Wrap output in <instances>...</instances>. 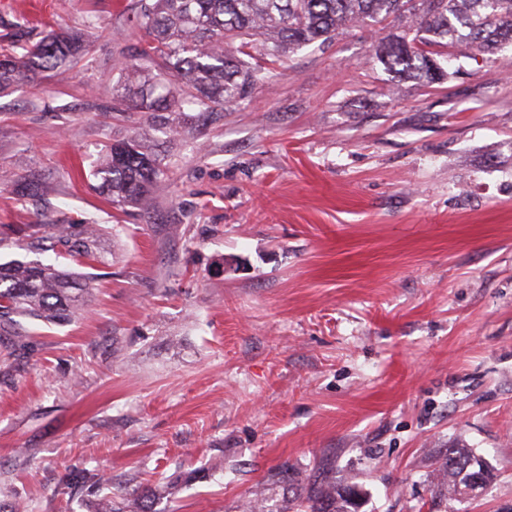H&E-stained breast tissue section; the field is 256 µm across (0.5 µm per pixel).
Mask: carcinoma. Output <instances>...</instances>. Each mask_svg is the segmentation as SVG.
Returning a JSON list of instances; mask_svg holds the SVG:
<instances>
[{
    "instance_id": "1",
    "label": "carcinoma",
    "mask_w": 512,
    "mask_h": 512,
    "mask_svg": "<svg viewBox=\"0 0 512 512\" xmlns=\"http://www.w3.org/2000/svg\"><path fill=\"white\" fill-rule=\"evenodd\" d=\"M405 14L414 24L381 38L374 55L386 69L428 83L445 79L438 64L442 48L465 42L483 54L512 45V0H140L135 27L145 40L120 67V98L139 112L162 117L178 132L188 113H212L247 100L271 73L268 64L286 52L326 43L350 25L386 26ZM83 52L73 37L53 31L23 47L0 52V93L38 72L62 74ZM93 176L114 205L145 204L168 177L155 148L138 137H114ZM18 246L35 255L54 254L84 268L109 265L101 250L102 229L70 218L62 224H22ZM91 275L58 263L11 260L0 263V335L19 318L66 322L88 306ZM468 448H450L439 465L448 491L468 495ZM288 487V505L248 504L243 512H358L362 493L333 477L302 478L283 464L271 476ZM69 483L102 489L107 478L87 471L67 474Z\"/></svg>"
}]
</instances>
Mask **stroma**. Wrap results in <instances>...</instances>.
<instances>
[{"label":"stroma","mask_w":512,"mask_h":512,"mask_svg":"<svg viewBox=\"0 0 512 512\" xmlns=\"http://www.w3.org/2000/svg\"><path fill=\"white\" fill-rule=\"evenodd\" d=\"M138 0H8L0 48L44 26L84 51L65 79L0 95V225H101L110 264L69 324L22 320L0 366V506L239 512L289 463L360 489L361 512H512V47L440 83L370 57L374 28L282 56L252 97L163 133L117 111ZM140 133L170 169L115 207L91 171ZM497 477L449 499L435 462ZM136 493L140 501V507L137 511H127L123 503L118 502L116 496L113 494L111 496L104 495L101 497L98 500L99 502L97 503L96 509L91 512H157V510L154 509V495L148 485L139 487Z\"/></svg>","instance_id":"stroma-1"}]
</instances>
